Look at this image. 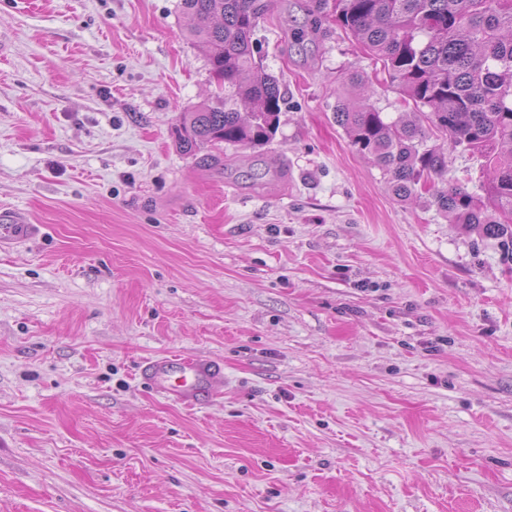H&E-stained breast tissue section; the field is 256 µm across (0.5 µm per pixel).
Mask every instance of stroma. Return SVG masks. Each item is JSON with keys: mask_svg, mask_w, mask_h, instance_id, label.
Masks as SVG:
<instances>
[{"mask_svg": "<svg viewBox=\"0 0 512 512\" xmlns=\"http://www.w3.org/2000/svg\"><path fill=\"white\" fill-rule=\"evenodd\" d=\"M255 32L274 139L181 153L216 82L179 0H0V512H512V260L409 201L334 118L358 72L307 0ZM207 355L184 406L142 359ZM0 245L10 244L14 240L30 238L33 224H24L11 215L0 213Z\"/></svg>", "mask_w": 512, "mask_h": 512, "instance_id": "stroma-1", "label": "stroma"}]
</instances>
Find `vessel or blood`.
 <instances>
[{
	"mask_svg": "<svg viewBox=\"0 0 512 512\" xmlns=\"http://www.w3.org/2000/svg\"><path fill=\"white\" fill-rule=\"evenodd\" d=\"M33 234L32 225L0 213V245ZM142 380L157 392L181 403H202L224 383V369L215 360L163 355L147 359L140 370Z\"/></svg>",
	"mask_w": 512,
	"mask_h": 512,
	"instance_id": "b4317fda",
	"label": "vessel or blood"
}]
</instances>
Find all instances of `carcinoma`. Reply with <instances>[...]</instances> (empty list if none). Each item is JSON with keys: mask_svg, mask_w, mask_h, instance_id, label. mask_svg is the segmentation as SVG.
Returning a JSON list of instances; mask_svg holds the SVG:
<instances>
[{"mask_svg": "<svg viewBox=\"0 0 512 512\" xmlns=\"http://www.w3.org/2000/svg\"><path fill=\"white\" fill-rule=\"evenodd\" d=\"M254 0H180L188 39L205 55L224 98L181 113L174 129L182 152L223 143H269L284 95L256 62L252 35L263 9ZM312 12L362 44L404 106L421 118L389 119L370 105L337 103L336 123L406 200L448 168L438 132L475 157L487 173L484 196L462 183L433 193L439 210L501 240L512 255V0H310ZM244 106L240 110L228 104Z\"/></svg>", "mask_w": 512, "mask_h": 512, "instance_id": "cac0c4a2", "label": "carcinoma"}]
</instances>
